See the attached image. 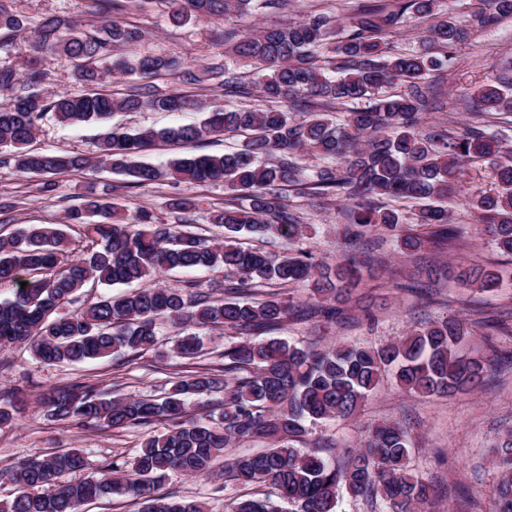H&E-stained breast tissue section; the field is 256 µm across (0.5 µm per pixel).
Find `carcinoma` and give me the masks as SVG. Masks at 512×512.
<instances>
[{
	"label": "carcinoma",
	"instance_id": "cac0c4a2",
	"mask_svg": "<svg viewBox=\"0 0 512 512\" xmlns=\"http://www.w3.org/2000/svg\"><path fill=\"white\" fill-rule=\"evenodd\" d=\"M137 7L157 4L176 22L245 18L260 9H278L285 0H136ZM481 8L457 20L440 13V0H364L336 37V18L324 12L254 33H230L224 39V63L207 70L226 93L258 92L262 107L213 106L199 124L130 132L113 127L100 139L96 158L79 153L28 149L39 123L52 117L65 126L99 123L114 112L152 109L182 112L205 107L178 92L157 93L146 80L177 75L173 53H148L133 62L112 52L144 38L136 25L108 19L86 30L64 16L43 19L30 34L0 0V31L22 34L28 78L10 65L0 66V91L12 93L0 108V149L10 150L17 171L50 177L98 165L135 185L159 180L194 185H224V204L212 211V223L224 227V241L200 236L188 223L163 224L151 212L132 214L114 202L88 196L65 216L67 224L85 225L86 244L75 253L56 224L31 225L0 236V282H24L13 298L0 302V348L24 345L44 363L78 364L119 351L137 356L154 345L158 321L180 328L234 330L240 340L224 346V409L217 422L186 420L189 398L212 392L215 374L201 372L177 382L165 397H106L95 388L71 385L43 400L47 416L103 425L113 430L176 420L178 426L150 435L133 462L112 466V477L63 480L85 467L78 449L20 459L0 470L18 491L0 500V512H78L104 494L131 497L140 512H206L199 501L186 502L156 493L168 473L209 476L229 443L254 439L261 452L236 456L225 473L244 485H270L269 496L232 498L224 512H337L340 496L381 501L388 512H418L426 499L424 482L408 470L409 448L396 423L369 426L361 445L338 462L294 442L310 427L354 415L376 389L383 374L395 372L398 386L420 397L466 395L484 381L485 361L460 347L475 336L469 323L445 318L413 327L407 335L380 347L361 343L298 347L282 339L260 338L281 326L291 301L271 294L269 285L303 286L308 306L331 320L346 304L351 289L374 269L369 259L347 255L330 265L306 251L273 254L240 245L243 232L273 235L292 242L303 236L298 216L284 202L285 187L310 189L346 202L343 247L368 232L395 231L403 216L389 204L414 202V223L435 226L428 234L400 237V249L440 246L452 237L450 209L455 183L469 165L487 161L498 177L494 195L466 198L470 216L485 225L498 248L512 254V146L476 118L457 136L438 125L424 131L422 114L431 74L444 71L469 30L512 16V0H479ZM413 18L427 22L419 48L393 50L387 41ZM64 61L76 81L91 91L46 94L39 88L46 57ZM239 62L254 67L253 87L235 71ZM108 76H135L142 84L122 97L93 87ZM476 100L483 113L512 114V74L501 72L480 87ZM347 107L338 119L317 108L324 103ZM241 140L221 154H187L162 170L141 161L159 143H193L210 137ZM222 270L224 297L212 298L194 281L182 287L143 288L97 301L65 314L62 305L89 281L128 284L171 270ZM457 279L471 287L499 286L498 273L462 267ZM178 356L193 360L202 351L194 333L178 337ZM502 469L493 494V512H512V438L500 447Z\"/></svg>",
	"mask_w": 512,
	"mask_h": 512
}]
</instances>
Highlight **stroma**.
I'll use <instances>...</instances> for the list:
<instances>
[{
	"mask_svg": "<svg viewBox=\"0 0 512 512\" xmlns=\"http://www.w3.org/2000/svg\"><path fill=\"white\" fill-rule=\"evenodd\" d=\"M358 5L359 0H288L286 7L263 14L260 20L277 25L301 18L319 7L344 22ZM13 9L30 29L42 18L53 15L67 16L89 28L105 19L100 0H13ZM125 17L137 22L145 32L137 46L121 50L125 59L169 51L183 56L186 70L197 73L224 53V45L217 38L224 28L223 22L200 20L177 26L159 10L144 15L129 11ZM511 62L509 16L474 33L456 51L443 79L435 83V98L440 106L428 109L426 124L444 126L452 134L458 132L463 122L473 117L476 90L494 80L499 69ZM201 118V113L193 110H145L114 113L110 123L129 128H161L195 123ZM104 130L101 124L65 127L47 118L40 122L32 146L42 151L91 156ZM6 156V151L0 150V235L14 234L28 224L60 223L67 210L80 205L82 193L92 184L113 188L118 202L128 210L147 208L166 224L188 220L197 233L211 240L224 236L223 228L210 222L211 211L224 201L223 186L160 181L127 187L121 176L101 169L54 175L55 189L46 193L41 178L18 172ZM186 196L198 199L197 209L186 214L169 209L171 199ZM287 203L305 226L297 248L312 253L318 261L339 260L342 250L336 230L346 221L344 202H330L318 194L291 190ZM454 222L459 236L445 248L422 250L415 261L400 254L394 235L383 230L372 232L374 253L384 259L385 265L377 274L363 277L345 307L344 319L328 324L307 316H292L274 332L275 337L302 346L332 341L378 346L404 336L410 326L420 321L463 314L471 320L502 324L501 332L487 338L476 337L463 347L464 353L483 356L490 366L484 386L473 394L463 398L420 399L402 393L394 377L388 375L358 415L326 421L310 429L302 439V447L329 446L334 457L339 458L346 450L359 447L367 426L385 421L399 424L407 432L411 469L429 487V500L421 505V512H473L475 503L484 502L500 479L490 450L512 434V256L501 252L488 233L476 229L462 205L454 207ZM462 263L498 269L501 288L481 292L463 286L447 273L439 285L430 284L428 267L447 269ZM178 332V327L164 323L156 345L145 354H115L80 365L47 364L22 346L0 349V392L18 388L27 397L26 409L12 424L0 428V468L24 456L71 448L79 449L87 460L84 470L69 474L72 482L108 476L116 463L130 464L146 435L167 432L170 422L112 430L70 420L54 421L43 415L37 400L43 393L73 384L128 397L158 396L181 377L212 367L225 343L238 338L233 331L200 330L204 349L197 359L188 361L172 351ZM215 469L209 478L169 473L157 492L180 500L206 502L211 512H224L225 498L252 495V488L225 482L223 464H216Z\"/></svg>",
	"mask_w": 512,
	"mask_h": 512,
	"instance_id": "obj_1",
	"label": "stroma"
}]
</instances>
